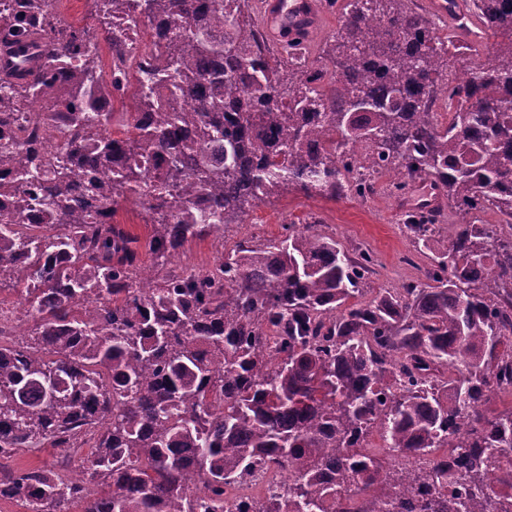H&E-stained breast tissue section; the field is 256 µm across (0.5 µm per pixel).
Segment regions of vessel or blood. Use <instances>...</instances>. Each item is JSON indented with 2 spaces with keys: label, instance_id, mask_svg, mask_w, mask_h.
<instances>
[{
  "label": "vessel or blood",
  "instance_id": "vessel-or-blood-1",
  "mask_svg": "<svg viewBox=\"0 0 512 512\" xmlns=\"http://www.w3.org/2000/svg\"><path fill=\"white\" fill-rule=\"evenodd\" d=\"M258 16L269 37L286 41L289 33L312 32L323 10L321 0H256Z\"/></svg>",
  "mask_w": 512,
  "mask_h": 512
}]
</instances>
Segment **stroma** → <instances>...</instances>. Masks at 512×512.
<instances>
[{"instance_id": "stroma-1", "label": "stroma", "mask_w": 512, "mask_h": 512, "mask_svg": "<svg viewBox=\"0 0 512 512\" xmlns=\"http://www.w3.org/2000/svg\"><path fill=\"white\" fill-rule=\"evenodd\" d=\"M386 176H378L373 194L366 199L345 195L327 199L286 189L277 197L250 208L243 223L233 225L223 241L205 238L192 241L176 259L177 266L205 269L218 257L219 246H232L243 238L274 239L280 237L282 227H297L317 222L323 231L336 238L347 251L371 250L377 265L368 286L371 291L397 288L404 282L419 279L428 262L427 255L413 254L412 243L403 224L408 210L407 199L391 195ZM413 256V263H405V256ZM92 455L91 448L64 450L43 446L19 450L10 462L12 468H57L60 460L75 464Z\"/></svg>"}]
</instances>
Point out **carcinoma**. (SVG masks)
Returning a JSON list of instances; mask_svg holds the SVG:
<instances>
[{"instance_id":"cac0c4a2","label":"carcinoma","mask_w":512,"mask_h":512,"mask_svg":"<svg viewBox=\"0 0 512 512\" xmlns=\"http://www.w3.org/2000/svg\"><path fill=\"white\" fill-rule=\"evenodd\" d=\"M51 0H0L7 51L43 43L31 69L0 74V284L25 286L33 342L0 344V458L48 444L94 452L82 478L48 469L0 475V499L70 512H347L395 506L420 489V512H505L512 495V0H472L495 37L466 76L414 0H347L329 52L332 79L271 51L254 0H94L98 33L119 21L154 29L147 82L113 61L99 82L84 29L60 25ZM448 87V121L431 112ZM40 94L68 129L55 162L17 111ZM129 97L109 134L86 112ZM384 171L402 193L437 185L460 220L447 243L442 209L405 215L423 277L366 299L374 255H351L319 230L283 225L238 241L193 274L156 262L241 224L293 188L364 197ZM129 204L150 218L145 241L97 223ZM216 212L222 224L207 223ZM145 248L149 262L141 259ZM413 457L387 467L370 435ZM258 466L279 494L224 500Z\"/></svg>"}]
</instances>
